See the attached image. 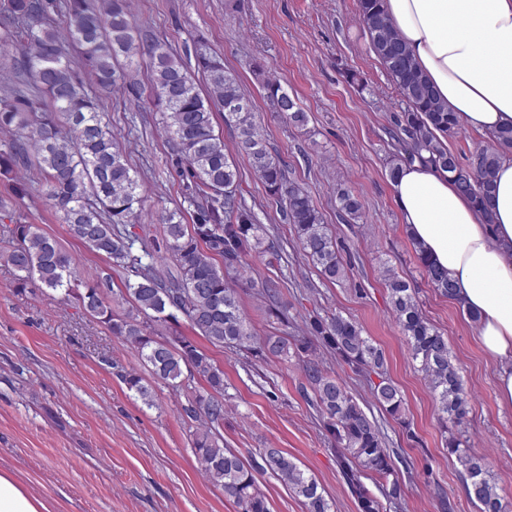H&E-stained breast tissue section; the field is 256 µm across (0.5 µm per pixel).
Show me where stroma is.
I'll use <instances>...</instances> for the list:
<instances>
[{"label": "stroma", "instance_id": "1", "mask_svg": "<svg viewBox=\"0 0 512 512\" xmlns=\"http://www.w3.org/2000/svg\"><path fill=\"white\" fill-rule=\"evenodd\" d=\"M129 10L139 28L177 52L204 38L239 76L272 150L341 245L347 275L325 282L262 180L238 159L237 195L282 253L275 267L255 254L245 259L246 275L256 284L241 286L239 293L255 332L297 335L309 312L339 313L357 321L386 353L388 373L403 397L398 420L380 408L363 376L327 352L316 358L343 379L398 452L395 470L404 497L387 512H441L443 495L455 512H477V506L466 494L456 458L441 438L436 404L391 314L381 276L386 266L415 286L424 314L447 336L469 394V413L455 433L490 462L499 494L512 505V410L498 405L496 364L478 342L476 323L427 282L400 222L387 176L392 146L386 128L404 103L371 49L359 0H129ZM351 72L356 82H349ZM269 78L296 97L307 124L294 125L273 110L264 89ZM152 101L143 57L131 86L101 93L99 104L143 184L139 224L148 248L160 251L157 266L164 270L173 262L162 251V216L183 206L185 191ZM340 182L360 195L363 222L338 221ZM0 203L18 206L27 223L56 239L82 280L108 277L113 289L121 288L125 271L75 240L42 198L15 202L11 179L0 177ZM266 280L276 282L288 324L267 313L258 289ZM16 283V270L0 261V471L12 472L51 512H238L201 470L182 412L185 392L155 384V405L145 406L115 368L148 382L153 375L106 324L59 292L22 290ZM205 350L230 386L219 426L225 447L246 457L262 448L282 449L316 478L333 512H359L317 413L300 390L298 359L261 361L210 344Z\"/></svg>", "mask_w": 512, "mask_h": 512}]
</instances>
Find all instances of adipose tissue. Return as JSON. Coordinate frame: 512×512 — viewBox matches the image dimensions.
<instances>
[{"label": "adipose tissue", "instance_id": "obj_1", "mask_svg": "<svg viewBox=\"0 0 512 512\" xmlns=\"http://www.w3.org/2000/svg\"><path fill=\"white\" fill-rule=\"evenodd\" d=\"M382 9L461 125L512 127V0H382ZM409 236L447 271L453 300L478 315V338L497 364L500 407L512 410V151L499 160L481 214L447 173L425 163L391 182ZM0 512H50L0 471Z\"/></svg>", "mask_w": 512, "mask_h": 512}]
</instances>
